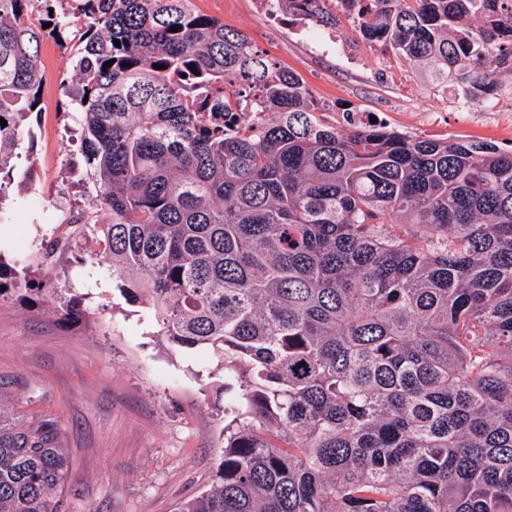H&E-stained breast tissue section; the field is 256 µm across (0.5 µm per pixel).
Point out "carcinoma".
<instances>
[{
    "label": "carcinoma",
    "instance_id": "1",
    "mask_svg": "<svg viewBox=\"0 0 512 512\" xmlns=\"http://www.w3.org/2000/svg\"><path fill=\"white\" fill-rule=\"evenodd\" d=\"M33 2L0 0V201L42 44L83 20L81 146L111 215L85 255L238 386L213 482L177 512H512V150L340 134L193 0L43 18ZM342 2L465 102L512 91V0ZM230 112L277 117L233 128ZM83 315L78 297L61 309ZM68 471L53 423L0 403V512H59Z\"/></svg>",
    "mask_w": 512,
    "mask_h": 512
}]
</instances>
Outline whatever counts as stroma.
<instances>
[{"label": "stroma", "mask_w": 512, "mask_h": 512, "mask_svg": "<svg viewBox=\"0 0 512 512\" xmlns=\"http://www.w3.org/2000/svg\"><path fill=\"white\" fill-rule=\"evenodd\" d=\"M193 2L296 72L339 132L374 117L413 138L512 148V95L464 103L456 84L362 37L335 0L325 3L328 24L273 21L261 0ZM41 63L33 139L0 200V260L28 283L0 299V390L15 413L54 421L70 456L61 512H177L209 489L224 446L223 362L206 348L172 350L148 310L116 291L111 271L78 257L77 221L102 213L81 150L71 43L47 39ZM73 296L86 314L65 325L58 307Z\"/></svg>", "instance_id": "obj_1"}]
</instances>
